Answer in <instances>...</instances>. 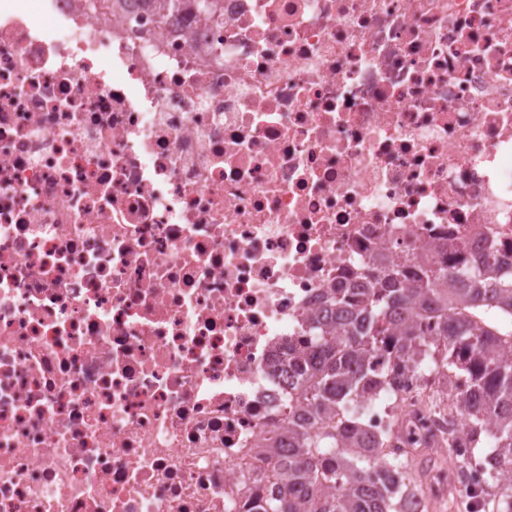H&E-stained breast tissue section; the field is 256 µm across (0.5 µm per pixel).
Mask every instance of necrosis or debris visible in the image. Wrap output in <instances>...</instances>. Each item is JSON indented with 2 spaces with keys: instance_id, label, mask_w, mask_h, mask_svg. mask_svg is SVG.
<instances>
[{
  "instance_id": "1",
  "label": "necrosis or debris",
  "mask_w": 512,
  "mask_h": 512,
  "mask_svg": "<svg viewBox=\"0 0 512 512\" xmlns=\"http://www.w3.org/2000/svg\"><path fill=\"white\" fill-rule=\"evenodd\" d=\"M223 4L0 0V512H243L334 289L512 274V0ZM447 391L355 414L412 460Z\"/></svg>"
}]
</instances>
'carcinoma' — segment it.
Returning <instances> with one entry per match:
<instances>
[{"instance_id": "1", "label": "carcinoma", "mask_w": 512, "mask_h": 512, "mask_svg": "<svg viewBox=\"0 0 512 512\" xmlns=\"http://www.w3.org/2000/svg\"><path fill=\"white\" fill-rule=\"evenodd\" d=\"M336 334L297 356L305 377L303 415L279 441L288 468L278 477L276 497H256L249 512H403L405 496L426 498L423 483L404 481L408 462L380 460L376 451L386 433H373L349 415L357 402L375 397L394 376L421 368L461 379L467 389L430 397L433 409L450 408L462 417L471 449L492 443L490 459L512 467V361L503 351L512 343L499 327L477 331L474 321L491 311L512 316V276L496 265L438 270L400 263L367 275V288H342L335 296ZM435 320L443 348L425 338ZM387 354L392 368L379 372L371 359ZM346 445L336 451V444ZM488 507L512 512V477L496 479Z\"/></svg>"}]
</instances>
